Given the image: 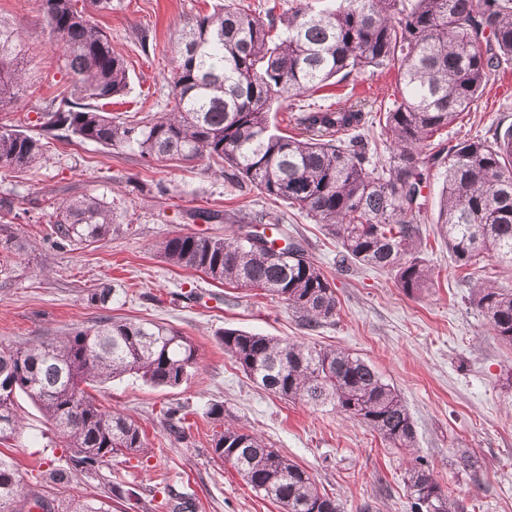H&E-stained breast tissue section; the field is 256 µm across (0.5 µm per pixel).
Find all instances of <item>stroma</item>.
<instances>
[{
  "label": "stroma",
  "instance_id": "35a3bbf8",
  "mask_svg": "<svg viewBox=\"0 0 512 512\" xmlns=\"http://www.w3.org/2000/svg\"><path fill=\"white\" fill-rule=\"evenodd\" d=\"M217 0H112L97 14L129 69V89L109 113H158L170 90L171 41L196 14ZM0 23L30 47L24 86L16 105L0 110V126L36 132L39 116L63 89L59 53L50 45L44 18L31 0H0ZM395 71H364L313 94L321 104L349 91L367 102L391 104ZM512 126V63L492 75L470 111L444 129L450 144L492 139ZM442 176L432 170L424 190L422 226L429 288L407 295L392 273L366 267L342 270L340 248L319 224L281 202L225 184L207 161H142L130 151L107 150L70 136L51 141L47 159L22 173H0V196L14 200L15 218L0 226V239L20 243L0 277V346L23 347L38 339L94 325L100 318L152 320L187 336L197 360L180 385L155 387L126 376L90 387L102 407L116 408L145 433L148 451L117 456L101 477H79L53 488L51 469L63 464L65 442L26 393L14 405L22 428L0 443L13 457L25 491L52 493L66 508L75 499H111L112 512H168L169 493L192 499L194 512H281L253 491L228 464L214 461L211 439L219 422L206 415L222 404L225 419L261 437L313 474L320 491L343 512H407L406 471L413 457L428 463L443 488L463 499L465 512H512V346L495 336L472 298V283L457 270L436 233ZM94 196L114 212L112 229L94 243L56 246L55 202ZM200 207L264 210L277 216L278 238L300 239L333 283L336 314L308 331L281 300L258 290L232 288L205 274L171 266L155 250L179 234L220 237L225 224L192 217ZM116 288L108 305L92 302L94 289ZM237 328L280 339L304 338L361 357L393 385L413 418L412 450L385 445L364 425L324 408L282 399L250 381L225 354L220 337ZM184 409L180 434L163 417ZM482 461L474 474L456 469L462 451ZM135 491L114 499L111 486Z\"/></svg>",
  "mask_w": 512,
  "mask_h": 512
}]
</instances>
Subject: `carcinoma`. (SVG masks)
<instances>
[{
    "label": "carcinoma",
    "mask_w": 512,
    "mask_h": 512,
    "mask_svg": "<svg viewBox=\"0 0 512 512\" xmlns=\"http://www.w3.org/2000/svg\"><path fill=\"white\" fill-rule=\"evenodd\" d=\"M35 3L71 90L41 112L38 133L0 126L1 172L42 164L46 140L63 132L106 149H129L144 161L207 159L228 185L255 189L323 225L340 245L341 262L393 272L413 296L431 281L421 224L423 188L437 166L443 181L436 223L455 267L468 270L489 254L512 270V127L491 142L449 146L434 140L512 61V0H341L334 10L297 0L278 16L224 5L178 30L166 107L141 118L104 111L129 86L123 56L89 14L111 10L112 0ZM26 56L14 31L0 24V108L18 101ZM367 67L397 70L399 97L377 108L389 140L385 163L373 161L377 147L361 133L369 118L359 97L300 105L297 134L275 132L274 105L309 97ZM194 217L233 230L221 238H167L159 244L167 263L275 296L310 330L336 315L335 289L301 241L288 239L283 259L245 242L243 234L278 218L263 210L230 215L207 207ZM111 227L112 208L103 200L56 203L53 233L62 244L101 240ZM474 301L496 336L512 345V289L478 280ZM222 343L245 375L280 398L329 405L392 448L414 446L405 400L365 360L339 348L234 328L224 329ZM195 362L194 345L178 330L111 317L25 348H0V375L13 379L67 442L65 465L49 473L52 485L97 477L112 455L147 448L139 425L99 405L86 387L126 375L175 387ZM4 411L0 439L20 429L11 394L0 396ZM212 452L282 512H341L310 472L254 434L229 425L215 434ZM405 486L410 512H464L461 500L418 457ZM21 496L18 468L0 452V512H24ZM110 508L93 499L75 502L71 512Z\"/></svg>",
    "instance_id": "cac0c4a2"
}]
</instances>
